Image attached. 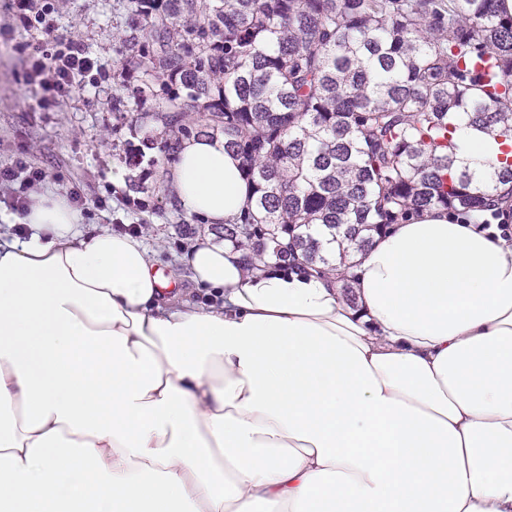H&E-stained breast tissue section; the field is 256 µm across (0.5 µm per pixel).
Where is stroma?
Returning <instances> with one entry per match:
<instances>
[{
  "label": "stroma",
  "mask_w": 512,
  "mask_h": 512,
  "mask_svg": "<svg viewBox=\"0 0 512 512\" xmlns=\"http://www.w3.org/2000/svg\"><path fill=\"white\" fill-rule=\"evenodd\" d=\"M55 30L45 34L23 26L12 0H0V167L19 153L44 168L46 190L66 192L80 184L90 205L83 228L92 232L114 221L140 226L151 256L165 269H178L185 248L208 239L223 242L219 224H204L166 189L167 138L137 122L133 93L142 79L131 71L129 38L146 41L133 0H57ZM79 41L101 68L94 83L77 89L64 102L42 109L34 87L24 81L25 63L18 43L48 37ZM109 194L107 209L94 200ZM147 201L142 212L127 211L124 195Z\"/></svg>",
  "instance_id": "1"
}]
</instances>
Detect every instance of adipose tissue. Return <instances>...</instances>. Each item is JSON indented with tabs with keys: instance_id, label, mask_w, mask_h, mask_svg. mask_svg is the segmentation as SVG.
I'll return each mask as SVG.
<instances>
[{
	"instance_id": "1",
	"label": "adipose tissue",
	"mask_w": 512,
	"mask_h": 512,
	"mask_svg": "<svg viewBox=\"0 0 512 512\" xmlns=\"http://www.w3.org/2000/svg\"><path fill=\"white\" fill-rule=\"evenodd\" d=\"M167 186L250 204L223 137ZM0 240V512H512V242L434 209L319 274L143 242L33 197Z\"/></svg>"
}]
</instances>
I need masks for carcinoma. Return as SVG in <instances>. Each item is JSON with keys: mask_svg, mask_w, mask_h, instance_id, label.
Listing matches in <instances>:
<instances>
[{"mask_svg": "<svg viewBox=\"0 0 512 512\" xmlns=\"http://www.w3.org/2000/svg\"><path fill=\"white\" fill-rule=\"evenodd\" d=\"M141 16L145 122L224 137L251 205L224 240L283 270L325 273L410 215L484 224L512 210V14L497 0H160ZM498 163H457L459 126Z\"/></svg>", "mask_w": 512, "mask_h": 512, "instance_id": "obj_1", "label": "carcinoma"}]
</instances>
